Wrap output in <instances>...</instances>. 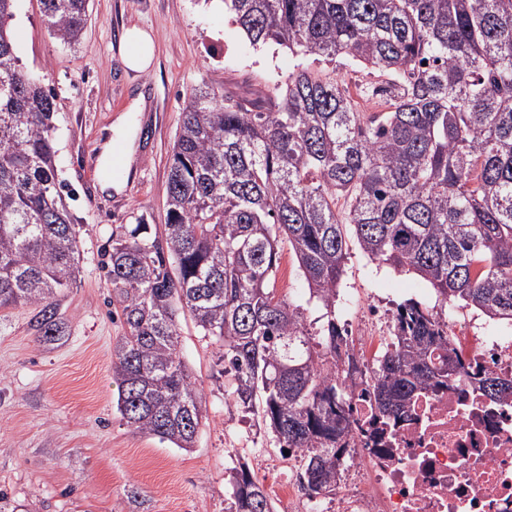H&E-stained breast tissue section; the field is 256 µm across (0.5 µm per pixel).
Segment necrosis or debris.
Returning a JSON list of instances; mask_svg holds the SVG:
<instances>
[{
  "instance_id": "obj_1",
  "label": "necrosis or debris",
  "mask_w": 512,
  "mask_h": 512,
  "mask_svg": "<svg viewBox=\"0 0 512 512\" xmlns=\"http://www.w3.org/2000/svg\"><path fill=\"white\" fill-rule=\"evenodd\" d=\"M350 323L357 335L336 361L348 392L349 428L338 442L346 464L317 496L289 477V512H512V394L490 399L470 380L477 370L512 378V333L479 336L471 321H443V352L461 369L388 419L371 405L366 379L392 320L366 309Z\"/></svg>"
}]
</instances>
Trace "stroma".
Masks as SVG:
<instances>
[{
    "label": "stroma",
    "instance_id": "obj_1",
    "mask_svg": "<svg viewBox=\"0 0 512 512\" xmlns=\"http://www.w3.org/2000/svg\"><path fill=\"white\" fill-rule=\"evenodd\" d=\"M153 31L156 54L144 73L126 69V27ZM11 36L21 65L56 104V166L73 216L80 282L59 298L58 340L41 343L31 306L0 309V492L25 512H229V482L245 465L277 512L285 503L268 473L288 475L285 456L262 418L228 396L220 348L190 316L179 319L181 354L201 394L202 425L193 451L134 432L116 410L112 350L126 327L115 312L102 259L113 234L147 219L167 222L169 158L191 91L209 80L236 96L283 83L295 57L275 44L253 47L212 0H89L81 41L51 38L39 0H17ZM134 160L117 196L95 184L115 118L137 95ZM340 298L389 314L414 300L434 307L420 277L394 271L350 248Z\"/></svg>",
    "mask_w": 512,
    "mask_h": 512
}]
</instances>
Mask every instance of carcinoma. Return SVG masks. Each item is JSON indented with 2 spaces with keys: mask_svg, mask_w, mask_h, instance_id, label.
Here are the masks:
<instances>
[{
  "mask_svg": "<svg viewBox=\"0 0 512 512\" xmlns=\"http://www.w3.org/2000/svg\"><path fill=\"white\" fill-rule=\"evenodd\" d=\"M0 0V308H39L37 340L63 333L56 298L77 283V232L57 178L54 94L19 64ZM89 0H40L49 34L80 42ZM249 42L303 58L288 81L235 100L194 89L167 174L164 234L137 224L112 237L103 271L126 334L114 349L116 407L134 431L194 447L200 393L179 353V316L222 347L230 393L302 463L307 488L336 482L345 393L325 368L343 343L337 288L349 244L412 272L438 299L512 320V0H224ZM341 60L387 80L348 86L313 65ZM344 198L348 207L336 208ZM308 299L270 288L283 244ZM367 396L397 416L457 370L435 367L447 343L433 313L397 305ZM482 392L512 380L474 374ZM230 512H272L242 466Z\"/></svg>",
  "mask_w": 512,
  "mask_h": 512,
  "instance_id": "obj_1",
  "label": "carcinoma"
}]
</instances>
